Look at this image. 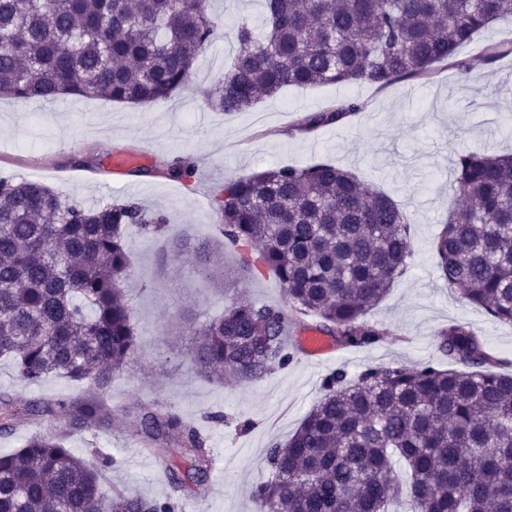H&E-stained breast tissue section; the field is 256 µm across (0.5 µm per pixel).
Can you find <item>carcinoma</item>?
I'll return each instance as SVG.
<instances>
[{"label": "carcinoma", "instance_id": "1", "mask_svg": "<svg viewBox=\"0 0 512 512\" xmlns=\"http://www.w3.org/2000/svg\"><path fill=\"white\" fill-rule=\"evenodd\" d=\"M207 0H0V96L52 102L65 95L139 106L185 85L217 22ZM512 0H265L262 24H234L238 50L215 87L214 108L245 110L288 88L426 77L502 19ZM356 100L302 119L307 130L362 111ZM165 174L195 176L177 158ZM458 207L434 239L440 277L495 321L512 323V153L463 152L453 181ZM224 242L242 268L274 272L293 312L339 346L373 344L364 319L402 276L409 222L385 194L329 161L279 166L224 182L213 196ZM163 232L166 219L135 199L94 205L31 180L0 177V358L37 385L50 375L88 383L76 399L21 401L0 393V436L57 421L0 454V512H176L171 496L102 491L112 457L75 454L69 439L103 433L116 414L105 393L137 345L123 283L131 271L125 228ZM210 274L209 242L184 243ZM288 316L235 298L194 330L190 362L222 381L255 383L293 359ZM448 367L338 368L284 445L267 450L269 478L254 512H512V361L469 326L439 334ZM147 444L171 448L173 491L207 477L199 427L153 404L125 411ZM410 470V496L393 455Z\"/></svg>", "mask_w": 512, "mask_h": 512}]
</instances>
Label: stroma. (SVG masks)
<instances>
[{"label": "stroma", "mask_w": 512, "mask_h": 512, "mask_svg": "<svg viewBox=\"0 0 512 512\" xmlns=\"http://www.w3.org/2000/svg\"><path fill=\"white\" fill-rule=\"evenodd\" d=\"M218 27L198 57L190 83L170 98L143 106L83 96L62 105L0 98V175L38 180L90 203L133 198L167 220L163 235L145 237L131 227L126 246L132 275L125 288L138 345L112 378L110 395L123 407L149 402L196 422L212 451L203 486L180 500V512H252L251 493L269 477L266 451L287 443L322 395L323 376L336 368L357 375L385 363L414 365L440 360L438 334L448 323H467L501 358L512 360V325L492 320L439 277L433 240L456 200L451 189L456 155L465 150L512 152V100L498 97L500 71L512 69V53L489 59L512 42L500 20L461 47L467 71L442 64L430 76L377 88L366 84L288 89L232 114L215 111L209 96L233 56L232 22L258 21L263 0H209ZM355 98L362 112L343 122L303 130L304 116L331 102ZM176 158L197 172L183 183L164 175ZM320 160L359 176L398 204L410 223L407 269L366 315L382 332L374 344L336 348L317 361L295 352L251 384L217 383L188 360L195 327L223 312L240 294L287 307L273 273L250 275L227 248L215 255L223 280L212 282L190 257H174L171 240L213 237L223 222L214 192L239 179L281 165ZM21 399L76 397L82 388L58 376L27 385L10 361L0 359V391ZM222 421H214V414ZM138 425L117 419L105 434L82 433L70 446L78 455L95 447L115 463L107 486L163 498V472L141 453Z\"/></svg>", "instance_id": "stroma-1"}]
</instances>
